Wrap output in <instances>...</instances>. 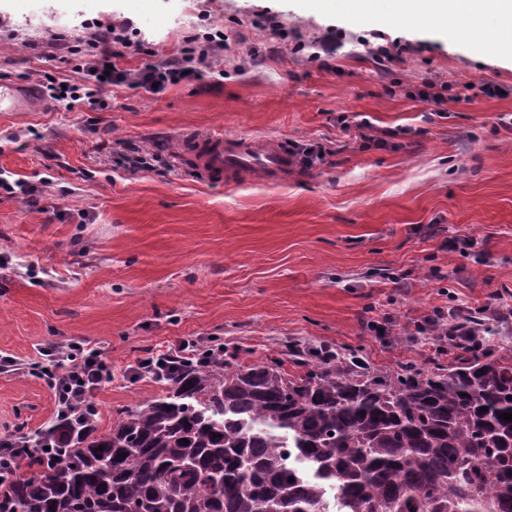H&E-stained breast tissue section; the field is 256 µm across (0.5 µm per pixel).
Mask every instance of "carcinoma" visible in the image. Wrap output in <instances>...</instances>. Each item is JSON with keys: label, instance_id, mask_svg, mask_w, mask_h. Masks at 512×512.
Here are the masks:
<instances>
[{"label": "carcinoma", "instance_id": "cac0c4a2", "mask_svg": "<svg viewBox=\"0 0 512 512\" xmlns=\"http://www.w3.org/2000/svg\"><path fill=\"white\" fill-rule=\"evenodd\" d=\"M288 354L304 374L200 345L105 433L81 403L17 431L0 512H512V359L459 344L446 365L399 372L355 349Z\"/></svg>", "mask_w": 512, "mask_h": 512}]
</instances>
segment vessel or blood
Returning <instances> with one entry per match:
<instances>
[{
	"label": "vessel or blood",
	"mask_w": 512,
	"mask_h": 512,
	"mask_svg": "<svg viewBox=\"0 0 512 512\" xmlns=\"http://www.w3.org/2000/svg\"><path fill=\"white\" fill-rule=\"evenodd\" d=\"M38 97L36 88L24 90L0 80V112L32 111ZM184 151L210 180L231 186L246 183L257 174L276 183L299 170L296 158L277 140L210 133L189 141Z\"/></svg>",
	"instance_id": "b4317fda"
}]
</instances>
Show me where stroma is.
Returning a JSON list of instances; mask_svg holds the SVG:
<instances>
[{"mask_svg": "<svg viewBox=\"0 0 512 512\" xmlns=\"http://www.w3.org/2000/svg\"><path fill=\"white\" fill-rule=\"evenodd\" d=\"M125 21L130 71L187 36L223 31L214 70L152 94L114 85L104 107L0 113V176L40 187L44 212L0 190V438L55 417L27 372L40 348L99 349L112 382L97 424L162 387L130 373L145 352L221 338L250 364L289 342L360 350L375 369L447 363L434 308L512 292V60L467 36L354 19L312 0H0V78L80 81L54 42L90 50ZM278 25L284 39L273 36ZM433 84L443 105L417 92ZM285 141L312 163L279 184L209 183L177 157L211 130ZM145 151L131 170L124 144Z\"/></svg>", "mask_w": 512, "mask_h": 512, "instance_id": "35a3bbf8", "label": "stroma"}]
</instances>
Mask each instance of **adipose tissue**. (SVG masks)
Listing matches in <instances>:
<instances>
[{
  "label": "adipose tissue",
  "mask_w": 512,
  "mask_h": 512,
  "mask_svg": "<svg viewBox=\"0 0 512 512\" xmlns=\"http://www.w3.org/2000/svg\"><path fill=\"white\" fill-rule=\"evenodd\" d=\"M334 9H345L363 16L378 5H386L404 22L423 21L442 28L456 24L468 16L479 15L491 23L494 36L475 34L483 51L512 56V0H321Z\"/></svg>",
  "instance_id": "1"
}]
</instances>
